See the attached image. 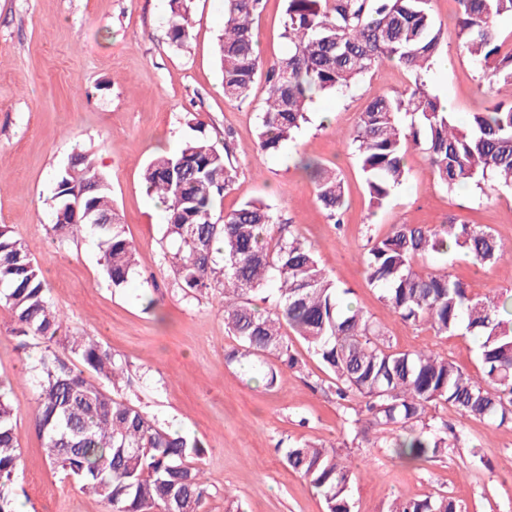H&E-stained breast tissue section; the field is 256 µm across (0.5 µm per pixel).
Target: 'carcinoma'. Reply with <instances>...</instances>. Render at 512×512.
Listing matches in <instances>:
<instances>
[{
	"label": "carcinoma",
	"instance_id": "obj_1",
	"mask_svg": "<svg viewBox=\"0 0 512 512\" xmlns=\"http://www.w3.org/2000/svg\"><path fill=\"white\" fill-rule=\"evenodd\" d=\"M459 46L483 73L512 85V44L497 22L512 16V0H456ZM282 38L288 53L272 60L257 51L252 30L263 0H224V33L217 45L224 97L246 102L257 80L267 98L259 111L257 151L275 155L308 122L317 94H344L384 62L412 78L405 93H381L358 113L350 134L366 193L380 206L407 179L408 147L425 146L436 183L452 190L496 181L512 186V102L471 112L467 125L426 89L439 56L441 29L431 0H285ZM193 0H170L168 38L180 50L191 38ZM229 139L217 149L206 135L145 167L147 193L165 205L169 263L186 295L217 291L224 326L237 342L230 362L263 367L266 386L298 359L288 332L301 338L334 380L340 400L361 397L364 412L349 422L351 444L367 447L390 428L411 430L392 443L395 455L421 461L448 448V423L435 422L437 404L462 419L512 425V295L479 297L447 272L424 271V258L460 254L477 268L500 263L505 250L490 228L458 224H395L368 238L363 266L368 282L404 323L436 336L480 338L483 377L475 379L433 350L394 349L384 327L347 303L311 248L270 205L250 200L226 213L224 192L237 177ZM314 180L316 200L329 220L345 207V185L330 167L300 154ZM51 231L59 241L93 233L112 285L136 269V248L112 205L111 189L94 161L77 154L55 177ZM270 305L259 309L257 302ZM0 303L9 308L11 334L22 346L44 344L34 367L35 428L45 460L106 502L112 512H202L207 486L202 443L171 433L135 405L87 380L77 365L117 389L128 371L96 338L58 339L60 313L28 246L0 225ZM62 344V350L55 345ZM10 381L0 378V512H16L5 489L17 476L19 436L9 400ZM284 459L322 497L326 512H353L352 464L333 445H292ZM388 512H460L448 496L397 500Z\"/></svg>",
	"mask_w": 512,
	"mask_h": 512
}]
</instances>
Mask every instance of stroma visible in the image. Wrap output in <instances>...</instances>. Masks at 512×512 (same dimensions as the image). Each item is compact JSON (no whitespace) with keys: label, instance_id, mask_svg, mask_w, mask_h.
I'll list each match as a JSON object with an SVG mask.
<instances>
[{"label":"stroma","instance_id":"1","mask_svg":"<svg viewBox=\"0 0 512 512\" xmlns=\"http://www.w3.org/2000/svg\"><path fill=\"white\" fill-rule=\"evenodd\" d=\"M431 9L444 39L429 90L461 123L487 102L511 98L508 87L481 82L480 68L460 53L456 0H432ZM168 14L169 0H0V224L9 225L35 258L64 315L62 335L95 337L128 363L131 383L117 398L202 442L205 512H326L282 450L338 441L359 400L340 404L330 375L297 339L290 345L299 368L282 371L271 388L227 361L236 342L224 329L217 298L188 296L175 285L164 259V222L142 188L143 166L157 154L177 152L201 129L216 145L230 143L238 175L224 194V211L263 200L292 221L326 273L349 289V301L385 326L394 349L437 351L477 379L483 367L472 337L437 336L402 322L368 283L361 260L368 237L385 235L392 225L434 226L451 218L489 227L512 252V191L443 189L427 152L413 148L407 181L382 207L371 206L346 136L373 97L410 86L409 74L390 63L348 95L316 96L296 141L278 155L259 154L265 84H254L247 103L228 100L215 61L224 0H194L191 39L180 51L167 37ZM284 20L283 0H266L254 16L263 57L287 53ZM80 152L92 154L105 175L136 247L138 272L121 288L105 276L94 236L61 243L50 231L56 173ZM299 152L343 176L347 203L340 224H331L313 180L295 168ZM435 265L471 285L473 294L512 291V262L480 269L459 256ZM150 297L158 301L152 309ZM10 326V312L0 305V375L12 382L21 444L11 487L18 512H107L98 497L46 464L33 424L37 391L31 381L42 348L19 349ZM432 413L456 427L448 451L437 458H396L391 430L379 434L375 447L351 448L354 512H386L393 500L437 492L452 497L461 512H512V428L461 419L444 405Z\"/></svg>","mask_w":512,"mask_h":512}]
</instances>
